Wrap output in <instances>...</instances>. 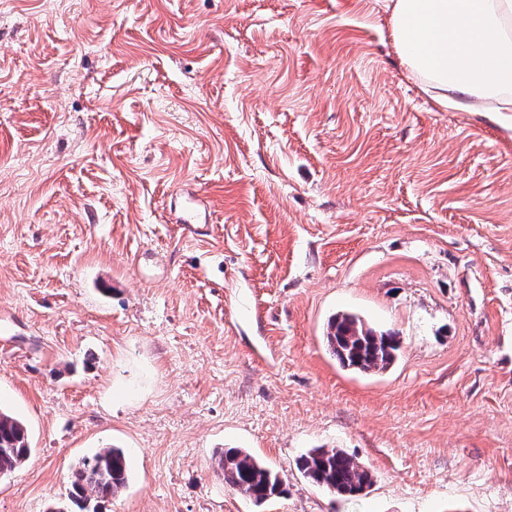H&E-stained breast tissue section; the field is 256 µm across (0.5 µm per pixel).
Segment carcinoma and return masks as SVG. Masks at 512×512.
<instances>
[{
	"instance_id": "carcinoma-1",
	"label": "carcinoma",
	"mask_w": 512,
	"mask_h": 512,
	"mask_svg": "<svg viewBox=\"0 0 512 512\" xmlns=\"http://www.w3.org/2000/svg\"><path fill=\"white\" fill-rule=\"evenodd\" d=\"M326 340L341 366L360 372L387 369L400 350L397 334L378 332L350 313L332 318ZM29 452L25 424L0 410V475L6 477L14 473ZM217 468L224 474L227 485L257 505L284 492L278 474L241 448L220 452ZM299 469L312 484L339 495H359L373 483L367 468L336 448L311 449L301 458ZM127 479L124 451L103 448L75 470L70 501L83 512H98V503L116 496L125 487Z\"/></svg>"
}]
</instances>
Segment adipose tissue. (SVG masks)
I'll return each mask as SVG.
<instances>
[{
	"instance_id": "obj_1",
	"label": "adipose tissue",
	"mask_w": 512,
	"mask_h": 512,
	"mask_svg": "<svg viewBox=\"0 0 512 512\" xmlns=\"http://www.w3.org/2000/svg\"><path fill=\"white\" fill-rule=\"evenodd\" d=\"M392 32L440 106L512 112V0H395Z\"/></svg>"
}]
</instances>
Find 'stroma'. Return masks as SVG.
Masks as SVG:
<instances>
[{
  "instance_id": "obj_1",
  "label": "stroma",
  "mask_w": 512,
  "mask_h": 512,
  "mask_svg": "<svg viewBox=\"0 0 512 512\" xmlns=\"http://www.w3.org/2000/svg\"><path fill=\"white\" fill-rule=\"evenodd\" d=\"M394 0H0V512H512V139L439 108ZM194 187L212 214L175 223ZM341 312L401 349L339 365ZM284 492L254 505L216 456ZM337 448L373 483L298 469ZM30 452L25 424L12 414L0 410V474L14 473ZM127 479L124 451L121 448H102L75 470L69 499L80 511L98 512V504L116 496L125 487ZM92 501L95 504L89 510ZM217 468L224 474L227 485L257 505L284 492V483L278 474L241 448L220 452ZM299 469L312 484L339 495H359L373 483L367 468L336 448L311 449L301 458Z\"/></svg>"
}]
</instances>
